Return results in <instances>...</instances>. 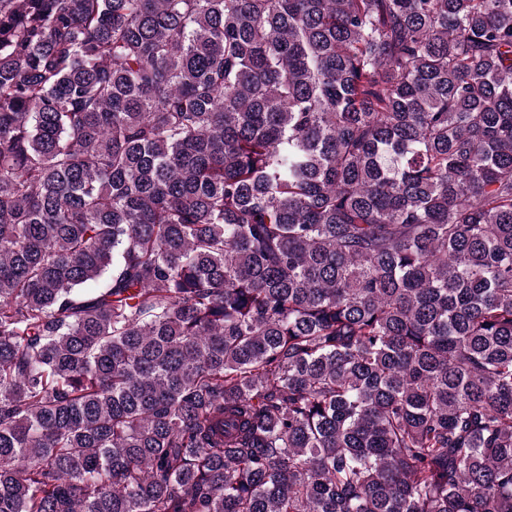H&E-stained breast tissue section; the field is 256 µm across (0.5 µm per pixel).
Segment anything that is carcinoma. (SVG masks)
Here are the masks:
<instances>
[{
    "mask_svg": "<svg viewBox=\"0 0 512 512\" xmlns=\"http://www.w3.org/2000/svg\"><path fill=\"white\" fill-rule=\"evenodd\" d=\"M0 512H512V0H0Z\"/></svg>",
    "mask_w": 512,
    "mask_h": 512,
    "instance_id": "obj_1",
    "label": "carcinoma"
}]
</instances>
